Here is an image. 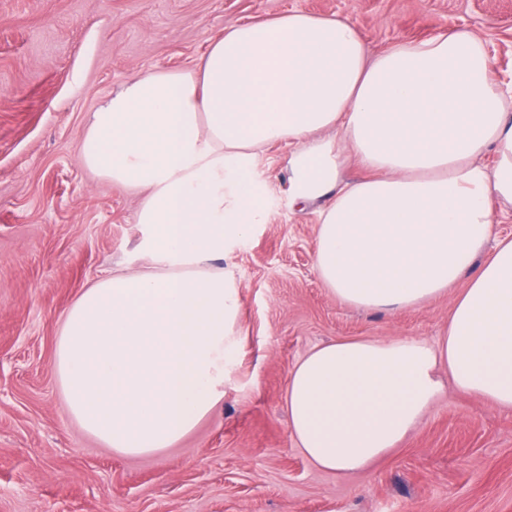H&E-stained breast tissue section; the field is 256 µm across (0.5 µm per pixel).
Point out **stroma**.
I'll return each mask as SVG.
<instances>
[{"instance_id": "obj_1", "label": "stroma", "mask_w": 512, "mask_h": 512, "mask_svg": "<svg viewBox=\"0 0 512 512\" xmlns=\"http://www.w3.org/2000/svg\"><path fill=\"white\" fill-rule=\"evenodd\" d=\"M290 11L349 19L374 52L467 27L512 76V0H0V512H512V411L453 390L365 471H322L297 447L286 386L308 351L436 340L457 291L395 311L330 293L313 268L320 206H289L285 144L264 160L277 213L228 261L243 347L223 401L139 456L66 411L53 370L65 312L142 260L139 196L79 159L89 113L133 76L192 68L225 26Z\"/></svg>"}]
</instances>
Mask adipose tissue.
<instances>
[{
	"label": "adipose tissue",
	"instance_id": "adipose-tissue-1",
	"mask_svg": "<svg viewBox=\"0 0 512 512\" xmlns=\"http://www.w3.org/2000/svg\"><path fill=\"white\" fill-rule=\"evenodd\" d=\"M288 144V203L323 202L314 268L342 302L403 309L458 281L444 336L338 339L288 378V428L348 475L396 448L454 388L512 410V82L473 30L369 52L359 29L291 12L226 26L198 65L151 70L90 112L82 164L139 193L144 263L68 309L54 370L69 414L107 447H170L224 398L241 299L220 262L277 203L261 169ZM494 154V165L483 157ZM367 178L350 182L347 162Z\"/></svg>",
	"mask_w": 512,
	"mask_h": 512
}]
</instances>
